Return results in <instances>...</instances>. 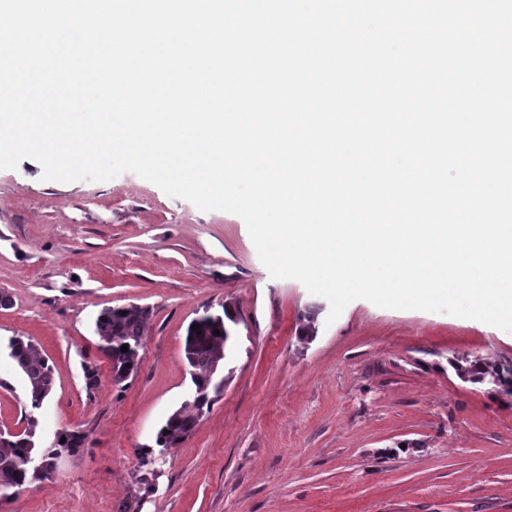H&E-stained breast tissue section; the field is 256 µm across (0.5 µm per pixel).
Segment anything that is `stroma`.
Here are the masks:
<instances>
[{
    "instance_id": "stroma-1",
    "label": "stroma",
    "mask_w": 512,
    "mask_h": 512,
    "mask_svg": "<svg viewBox=\"0 0 512 512\" xmlns=\"http://www.w3.org/2000/svg\"><path fill=\"white\" fill-rule=\"evenodd\" d=\"M0 170V430L87 439L0 512H512V400L452 363L512 361V333L444 313L328 302L270 278L237 215L125 172L46 182ZM230 304L224 391L175 447L156 433L189 390V322ZM150 308L140 369L114 385L97 314ZM33 340L54 390L31 409L5 352ZM98 382L87 387L84 365Z\"/></svg>"
}]
</instances>
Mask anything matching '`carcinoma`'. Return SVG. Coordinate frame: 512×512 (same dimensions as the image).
<instances>
[{"label":"carcinoma","mask_w":512,"mask_h":512,"mask_svg":"<svg viewBox=\"0 0 512 512\" xmlns=\"http://www.w3.org/2000/svg\"><path fill=\"white\" fill-rule=\"evenodd\" d=\"M151 310L129 306L103 309L94 321V330L102 341L100 350L111 361L112 379L120 385L136 376L143 346L144 326L150 319ZM233 316L205 314L192 320L199 330L187 328L184 339V360L189 368L190 387L187 397L168 416L156 436V445L172 448L194 430L204 413L216 401L224 388V350L229 340L226 321ZM220 334H214V330ZM11 359L24 377L30 406L38 409L51 394L54 377L48 361L36 345L21 336L9 341ZM128 351H122V346ZM457 376L471 383L512 388V361L490 368L474 360L453 363ZM35 419L28 428L15 436L0 437V501L13 498L27 483L48 477V466L62 452H76L82 447L85 434L79 431L65 433L66 441L50 447H41L35 441Z\"/></svg>","instance_id":"carcinoma-1"}]
</instances>
